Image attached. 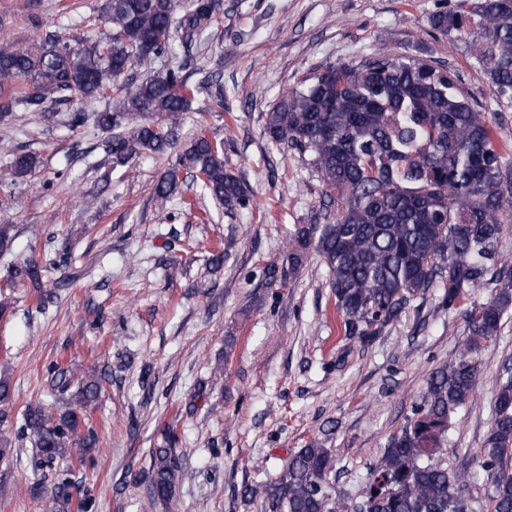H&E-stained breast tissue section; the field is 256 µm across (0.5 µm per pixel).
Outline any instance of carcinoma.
I'll use <instances>...</instances> for the list:
<instances>
[{
  "label": "carcinoma",
  "instance_id": "carcinoma-1",
  "mask_svg": "<svg viewBox=\"0 0 512 512\" xmlns=\"http://www.w3.org/2000/svg\"><path fill=\"white\" fill-rule=\"evenodd\" d=\"M219 0H104L101 15L112 36L88 39L75 49L48 30L30 46L0 44V124L17 111L44 112L47 102L78 107L64 124L81 126L88 112L109 133L115 166L134 168L143 156L176 152V123L191 98L204 93L207 112L224 111L221 74L188 83L193 65L188 41L215 25ZM436 37L464 44L495 96L512 100V0H457L452 10L429 16ZM184 49L177 67L128 77L136 62H154ZM266 141L280 152L306 158L325 188L324 224L297 232L291 264L314 246L329 271L330 288L347 338L371 341L397 321L428 289H442L440 307L455 311L475 291L489 298L463 315L470 336L455 360L433 369L404 424L370 468L358 502L333 494L329 449L315 440L288 456L275 475L245 497L262 494L269 512H512V370L496 381L489 434L472 470H450L448 430L475 394L478 351L496 339L512 316V262L502 258L501 216L512 207V167L504 162L493 128L449 69L423 55L379 49L359 61L318 68L310 82L285 91L265 113ZM40 164L32 153L6 162L10 183ZM199 174L202 189L234 213L250 205V192L224 159V140L204 129L177 152L176 162L153 189L166 218L180 184L179 170ZM8 275L31 288L38 307L58 298L61 279L34 262ZM98 381L83 384L66 401L26 406L19 428H0V458L29 436L38 465L54 466L80 444L83 411ZM153 475L143 512L170 498L182 467L170 447L152 449ZM70 468L47 496L32 491L37 512H83L72 503ZM484 482L475 501L466 489Z\"/></svg>",
  "mask_w": 512,
  "mask_h": 512
}]
</instances>
